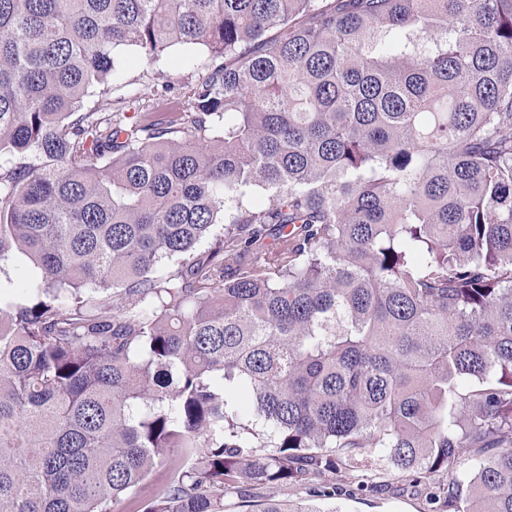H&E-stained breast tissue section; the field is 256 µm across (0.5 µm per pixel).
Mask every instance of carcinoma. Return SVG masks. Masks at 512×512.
<instances>
[{
	"label": "carcinoma",
	"instance_id": "obj_1",
	"mask_svg": "<svg viewBox=\"0 0 512 512\" xmlns=\"http://www.w3.org/2000/svg\"><path fill=\"white\" fill-rule=\"evenodd\" d=\"M187 47L178 111L107 97ZM1 157L37 278L0 297V512L162 468L143 512H224L367 454L512 512V0H0ZM124 63L121 70L114 76L113 87L126 86L123 91L133 90L137 95L136 102L128 107V114L146 112L158 102L157 91L161 85L169 84L174 87L185 81H195L201 78L205 70L203 50L177 49L162 55L154 64H147L138 51L130 49L124 53ZM149 105V107H148Z\"/></svg>",
	"mask_w": 512,
	"mask_h": 512
}]
</instances>
